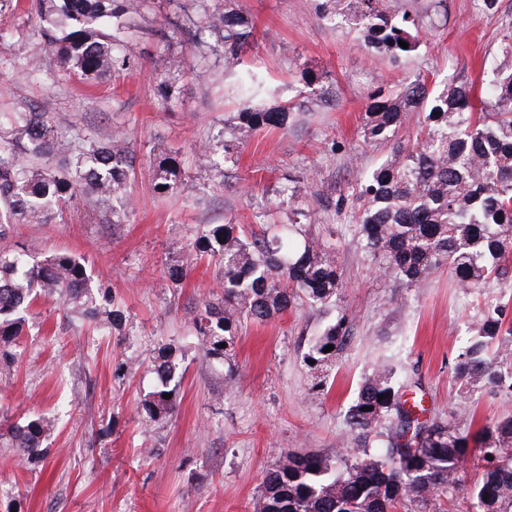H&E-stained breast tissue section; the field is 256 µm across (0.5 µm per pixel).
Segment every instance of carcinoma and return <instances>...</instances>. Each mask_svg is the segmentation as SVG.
I'll use <instances>...</instances> for the list:
<instances>
[{
    "mask_svg": "<svg viewBox=\"0 0 512 512\" xmlns=\"http://www.w3.org/2000/svg\"><path fill=\"white\" fill-rule=\"evenodd\" d=\"M183 22L167 33L180 39L195 57L239 59L256 39L255 23L242 12L211 8L209 0H191ZM365 42L391 60L418 52L422 16L387 10L382 0H346ZM134 0H28V10L43 22V49L60 58L72 76L102 79L131 66L128 42L120 37L122 18ZM404 41L408 48L399 46ZM502 57L487 92L493 105L472 110V86L449 82L437 91L419 75L386 98L368 106L364 140L385 141L399 131L410 113L429 109L412 143L393 148L376 167L360 173L358 217L342 233L353 232L377 270L412 288L446 266L468 291L486 288L512 273V26L502 38ZM20 72L40 75V66L18 52ZM185 57L168 61L160 93L173 96ZM293 106L258 109L244 104L240 125L251 130L284 128ZM10 126L0 136V240L11 224H45L53 208L80 195L104 205L125 195L132 157L125 143L81 137L47 113L0 115ZM163 193L181 185L179 163L170 156L156 162L155 189ZM307 188L288 189L293 219L244 238L234 224H214L193 243L195 253L218 266L224 303L207 301L198 310L195 331L200 348L222 361L236 336L251 321L283 315L301 300L327 307L343 288L333 255L335 244L306 216ZM85 260L58 253L41 262L24 251L0 249V344L20 335L28 307L40 296H58L78 316L99 327H118L123 311L109 293L94 297ZM112 309H107V306ZM104 310L106 319L97 320ZM346 312L336 316L310 343L304 364L321 371L336 360L345 334ZM226 347H221V344ZM334 349L325 353L323 349ZM159 382L142 400L152 422L173 412L182 373L171 356L153 360ZM459 395L478 390L512 395V321L505 309L488 305L478 329L456 357ZM407 386L383 364L363 379L346 413L351 440H370L382 451L361 448L336 457L286 452L268 472L253 512H445L461 489V475L477 455L481 478L471 491L475 512H512V415L472 430L464 410L448 417L433 414L423 398L405 399ZM168 393L171 398H163ZM384 399H378L379 395ZM369 410H363V407ZM49 422L34 417L7 428L11 447L26 458L43 452ZM492 459H487V456Z\"/></svg>",
    "mask_w": 512,
    "mask_h": 512,
    "instance_id": "cac0c4a2",
    "label": "carcinoma"
}]
</instances>
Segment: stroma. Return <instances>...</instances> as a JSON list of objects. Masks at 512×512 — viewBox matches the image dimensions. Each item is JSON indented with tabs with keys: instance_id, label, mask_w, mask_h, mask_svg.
<instances>
[{
	"instance_id": "stroma-1",
	"label": "stroma",
	"mask_w": 512,
	"mask_h": 512,
	"mask_svg": "<svg viewBox=\"0 0 512 512\" xmlns=\"http://www.w3.org/2000/svg\"><path fill=\"white\" fill-rule=\"evenodd\" d=\"M322 0H236L262 36L241 60L208 68L199 63L163 100L158 84L178 41L142 29L130 40L136 65L90 84L66 75L42 51L39 24L26 0L0 7V113L36 107L86 137L122 136L134 156L126 197L116 215L82 199L69 201L45 224H14L7 245L41 260L58 252L83 257L95 285L110 289L124 312L120 328L94 332L56 298L39 300L21 336L0 359V418L43 417L52 429L45 454L21 458L0 447V512H252L263 479L287 451L335 456L349 439L345 415L365 374L396 365L419 388L426 408L448 414L465 406L476 423L512 414V397L458 395V350L486 304L504 306L512 320V275L465 293L447 269L408 288L381 276L351 239L336 249L344 288L335 305L296 304L283 316L244 327L230 365L199 349L194 309L221 295L219 271L197 259L192 244L213 224L244 234L268 221L287 223L283 190L309 182L308 217L320 225L350 224L359 170L391 151L367 144L362 125L372 96L397 92L425 73L436 88L470 81L474 110L485 107L483 81L512 25V0L495 12L481 0H386L413 4L424 31L416 56L396 61L364 47L344 0L335 21L319 15ZM39 54L42 72L19 74L16 44ZM256 73L254 106L295 102L284 129L222 132L237 122L238 76ZM316 76L308 84L307 76ZM209 143L218 167L199 163ZM178 156L183 181L173 194L154 188L155 159ZM342 213L325 209L339 195ZM189 266L180 284L163 275ZM349 316L345 345L330 370V387L316 393L303 364L312 338L339 311ZM172 348L183 374L177 405L165 421H147L141 401L156 378L147 365Z\"/></svg>"
}]
</instances>
